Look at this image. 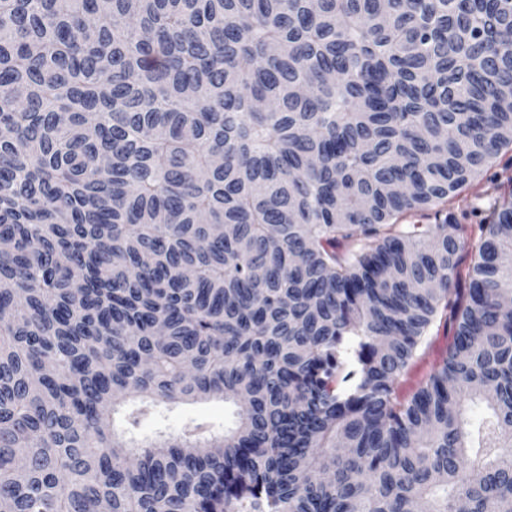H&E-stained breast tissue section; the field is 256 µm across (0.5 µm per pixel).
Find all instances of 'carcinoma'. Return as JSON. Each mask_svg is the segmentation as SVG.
Instances as JSON below:
<instances>
[{
    "label": "carcinoma",
    "instance_id": "1",
    "mask_svg": "<svg viewBox=\"0 0 512 512\" xmlns=\"http://www.w3.org/2000/svg\"><path fill=\"white\" fill-rule=\"evenodd\" d=\"M509 147L512 0H0V507L512 512ZM510 186L505 177L494 182L487 180L486 176L479 177L448 203V212L461 224H482L484 214L472 212V208L478 207L487 213L495 201L507 199ZM431 336L433 341L431 351L424 359L420 360L413 369V372L405 384L407 394L415 389L417 381L431 369L438 352L444 349L446 344H448V332L446 333L442 328H440L438 333L436 332V328L433 329ZM196 418H205L215 426H224V402L212 400L200 404H187L166 412L163 418H142L138 433L141 438L153 437L156 429L161 425H164L169 431L176 432L185 422Z\"/></svg>",
    "mask_w": 512,
    "mask_h": 512
}]
</instances>
